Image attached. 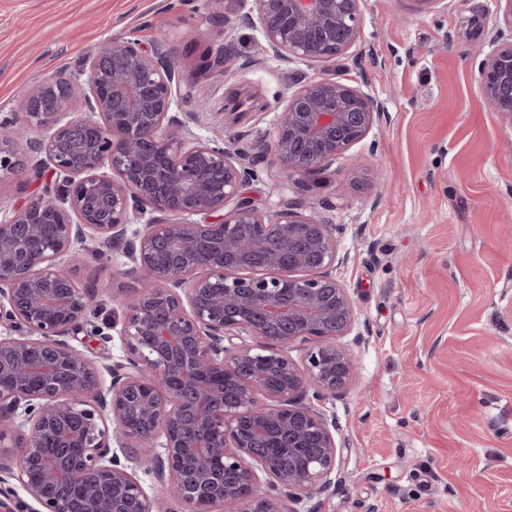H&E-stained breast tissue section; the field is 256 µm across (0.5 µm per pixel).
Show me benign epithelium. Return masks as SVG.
<instances>
[{"label":"benign epithelium","instance_id":"1","mask_svg":"<svg viewBox=\"0 0 512 512\" xmlns=\"http://www.w3.org/2000/svg\"><path fill=\"white\" fill-rule=\"evenodd\" d=\"M250 2L264 55L281 62H329L361 38L365 0ZM496 2L502 28L477 73L512 125V0ZM180 97L161 41L109 37L78 71L22 90L25 126L0 120V183L48 176L0 215V443L4 424L28 425L0 474L36 512H301L336 487V420L321 404L356 374L341 339L357 315L336 279L340 225L302 195L384 106L335 77L289 88L272 142L253 145L279 194L259 209L243 194L257 177L245 153L190 130ZM29 129L40 135L23 153ZM89 238L141 281L112 324L122 355L103 367L72 343L93 302L67 265Z\"/></svg>","mask_w":512,"mask_h":512}]
</instances>
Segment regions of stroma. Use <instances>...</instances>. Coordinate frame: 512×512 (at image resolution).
Masks as SVG:
<instances>
[{
    "mask_svg": "<svg viewBox=\"0 0 512 512\" xmlns=\"http://www.w3.org/2000/svg\"><path fill=\"white\" fill-rule=\"evenodd\" d=\"M246 0H0V118L20 89L79 68L108 36L166 50L188 91L189 128L251 145L272 140L298 80L366 87L385 115L321 171L307 201L329 206L346 260L336 277L358 320L345 342L356 377L324 408L336 418V488L313 512H512V126L485 101L473 60L497 29L495 0H366L362 59L265 57ZM224 44L226 73L195 77L190 43ZM262 111L224 114L234 89ZM97 325L121 320L136 274L88 258Z\"/></svg>",
    "mask_w": 512,
    "mask_h": 512,
    "instance_id": "stroma-1",
    "label": "stroma"
}]
</instances>
